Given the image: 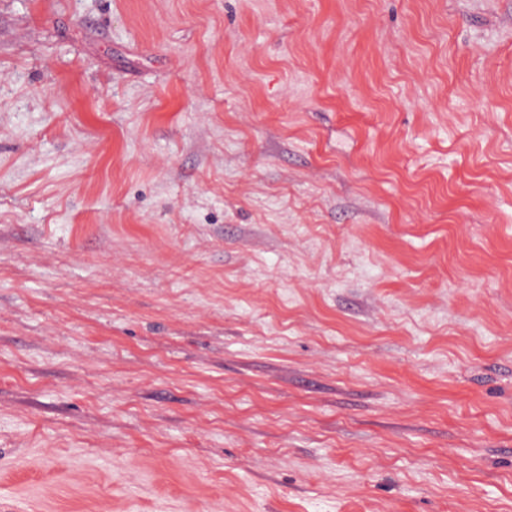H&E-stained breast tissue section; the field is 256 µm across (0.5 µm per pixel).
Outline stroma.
<instances>
[{"label":"stroma","mask_w":512,"mask_h":512,"mask_svg":"<svg viewBox=\"0 0 512 512\" xmlns=\"http://www.w3.org/2000/svg\"><path fill=\"white\" fill-rule=\"evenodd\" d=\"M0 512H512V0H0Z\"/></svg>","instance_id":"1"}]
</instances>
